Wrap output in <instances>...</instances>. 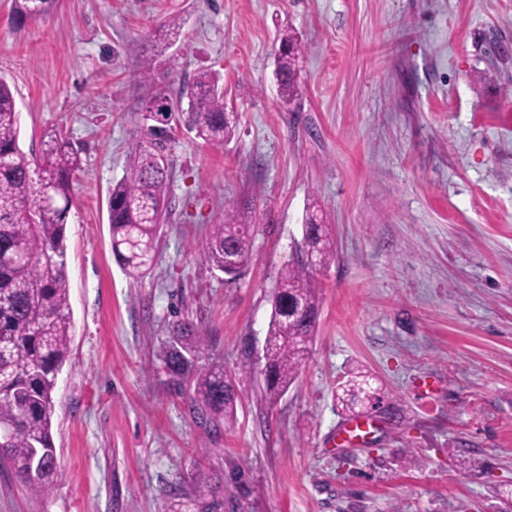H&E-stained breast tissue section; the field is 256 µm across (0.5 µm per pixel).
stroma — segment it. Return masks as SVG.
<instances>
[{
  "label": "stroma",
  "mask_w": 512,
  "mask_h": 512,
  "mask_svg": "<svg viewBox=\"0 0 512 512\" xmlns=\"http://www.w3.org/2000/svg\"><path fill=\"white\" fill-rule=\"evenodd\" d=\"M171 16L182 34L161 51ZM285 29L304 49L289 102L274 75ZM204 70L236 137L215 150L171 124L155 259L130 278L112 186L154 126L150 95L179 98ZM0 77L24 152L60 131L81 156L59 477L41 497L0 471V512H184L200 485L224 512H497L512 490V0H56L22 25L0 0ZM236 204L255 232L231 277L204 252ZM314 215L336 257L313 272V339L271 403L272 295ZM183 318L237 386L217 430L154 357ZM354 370L372 398L349 414L336 390ZM354 415L371 432L351 443Z\"/></svg>",
  "instance_id": "35a3bbf8"
}]
</instances>
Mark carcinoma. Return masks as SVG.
Returning a JSON list of instances; mask_svg holds the SVG:
<instances>
[{
	"mask_svg": "<svg viewBox=\"0 0 512 512\" xmlns=\"http://www.w3.org/2000/svg\"><path fill=\"white\" fill-rule=\"evenodd\" d=\"M55 0H14V14L26 18L50 13ZM181 20L164 24L162 42H176ZM277 74L281 94L297 96L301 43L286 33L280 38ZM187 109L174 106L162 91L154 104H168L196 138L214 149L235 136L233 113L225 111L224 87L210 72H201L186 93ZM20 118L8 83L0 80V469L11 471L38 496L51 493L57 478L52 435L53 392L58 373L70 355L72 316L67 276L66 225L72 203V176L81 168L79 152L62 134L44 142L39 155L19 146ZM125 176L112 186L109 224L112 249L126 273L140 278L154 260L164 215L167 170L154 162L155 153L141 140L131 143ZM254 225L238 211L227 210L215 224L206 258L216 269L235 275L250 261ZM307 253L315 265L335 258L332 228L311 223ZM318 316L317 289L309 265L285 263L273 296L266 337L265 388L272 402L297 378ZM196 325L174 323L155 358L171 380L189 393L197 413L216 427L233 418L238 394L231 375L205 356ZM364 380L347 381L338 396L352 408ZM224 502L199 489L194 512H220Z\"/></svg>",
	"mask_w": 512,
	"mask_h": 512,
	"instance_id": "cac0c4a2",
	"label": "carcinoma"
}]
</instances>
